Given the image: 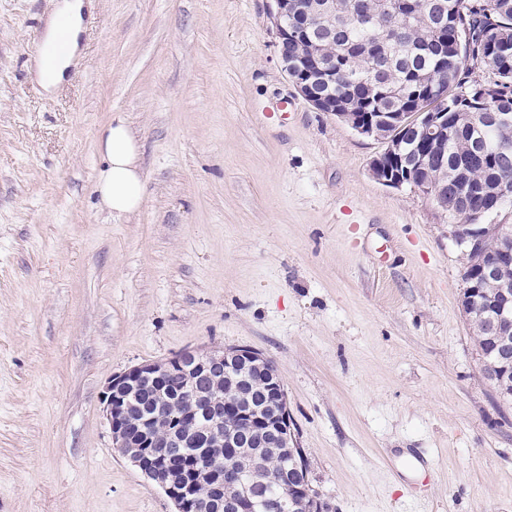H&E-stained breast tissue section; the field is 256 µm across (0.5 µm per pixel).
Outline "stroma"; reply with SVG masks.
Instances as JSON below:
<instances>
[{"instance_id":"1","label":"stroma","mask_w":512,"mask_h":512,"mask_svg":"<svg viewBox=\"0 0 512 512\" xmlns=\"http://www.w3.org/2000/svg\"><path fill=\"white\" fill-rule=\"evenodd\" d=\"M50 10L0 0V512H174L101 396L225 346L280 368L326 512H512V402L482 372L452 220L298 92L269 0H91L48 92L30 47ZM116 116L142 143L123 217L96 193Z\"/></svg>"}]
</instances>
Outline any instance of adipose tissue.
<instances>
[{
	"instance_id": "obj_1",
	"label": "adipose tissue",
	"mask_w": 512,
	"mask_h": 512,
	"mask_svg": "<svg viewBox=\"0 0 512 512\" xmlns=\"http://www.w3.org/2000/svg\"><path fill=\"white\" fill-rule=\"evenodd\" d=\"M84 24V0H60L47 22L45 54L37 61V77L44 88L59 85L73 65ZM104 159L97 191L113 215L137 211L143 203L141 145L122 118H113L98 137Z\"/></svg>"
}]
</instances>
